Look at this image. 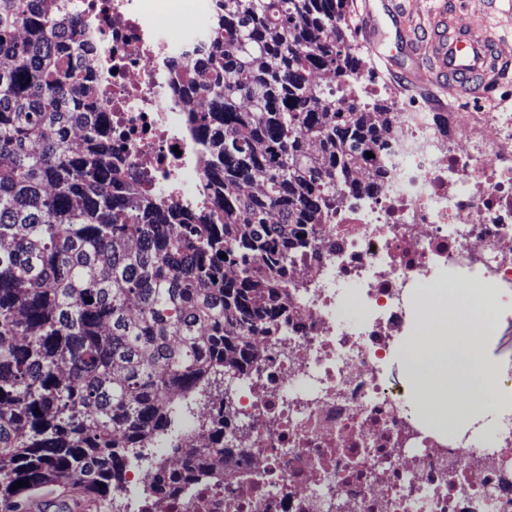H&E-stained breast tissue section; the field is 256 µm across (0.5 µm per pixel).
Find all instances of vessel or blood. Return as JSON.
I'll return each mask as SVG.
<instances>
[{
  "label": "vessel or blood",
  "instance_id": "b4317fda",
  "mask_svg": "<svg viewBox=\"0 0 512 512\" xmlns=\"http://www.w3.org/2000/svg\"><path fill=\"white\" fill-rule=\"evenodd\" d=\"M389 19L395 29V49L391 52L384 47L387 33L373 9H366L363 16L366 42L387 63H394L396 53L404 51L425 59L430 78L447 76L448 90L457 96L471 95L480 86L498 82L503 60L498 41L489 28L477 27L469 15L454 9L432 13L430 23L438 35L426 45L416 41L403 15L393 12Z\"/></svg>",
  "mask_w": 512,
  "mask_h": 512
}]
</instances>
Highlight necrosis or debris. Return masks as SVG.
I'll return each mask as SVG.
<instances>
[{
  "instance_id": "1",
  "label": "necrosis or debris",
  "mask_w": 512,
  "mask_h": 512,
  "mask_svg": "<svg viewBox=\"0 0 512 512\" xmlns=\"http://www.w3.org/2000/svg\"><path fill=\"white\" fill-rule=\"evenodd\" d=\"M77 0L89 27L80 75L98 103L112 162L145 191L188 212L214 209L202 191L204 138L190 112L208 101L173 96L175 72L213 32L219 0ZM202 12L204 24L186 21ZM397 108L387 150L358 164L386 177L371 199L344 198L288 268V326L234 391L228 453L206 483L144 496L150 470L131 461L112 492L113 512H512V404L492 444L444 439L407 412L402 386L384 374L421 312L420 284L475 288L512 327V113ZM361 312L341 317L347 300ZM204 414L185 419L183 450L156 456L181 470L184 449L203 447Z\"/></svg>"
}]
</instances>
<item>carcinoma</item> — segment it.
Segmentation results:
<instances>
[{
  "label": "carcinoma",
  "mask_w": 512,
  "mask_h": 512,
  "mask_svg": "<svg viewBox=\"0 0 512 512\" xmlns=\"http://www.w3.org/2000/svg\"><path fill=\"white\" fill-rule=\"evenodd\" d=\"M206 187L224 207L184 215L112 172V139L86 105L71 49L73 4L0 0V503L22 512L65 478L104 504L132 448L175 434L212 379L244 378L288 325V264L347 194L356 156L385 145L394 113L361 101L366 61L349 0H222ZM251 103L244 111L240 101ZM318 144L309 154L307 142ZM205 448L163 462L150 490L207 480L224 461V398ZM28 485L12 490L17 481Z\"/></svg>",
  "instance_id": "carcinoma-1"
}]
</instances>
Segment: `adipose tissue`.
<instances>
[{
	"mask_svg": "<svg viewBox=\"0 0 512 512\" xmlns=\"http://www.w3.org/2000/svg\"><path fill=\"white\" fill-rule=\"evenodd\" d=\"M447 297V289L429 290L427 309L404 347L418 416L439 434L472 420L495 395L484 382V305L470 291L450 311Z\"/></svg>",
	"mask_w": 512,
	"mask_h": 512,
	"instance_id": "adipose-tissue-1",
	"label": "adipose tissue"
}]
</instances>
